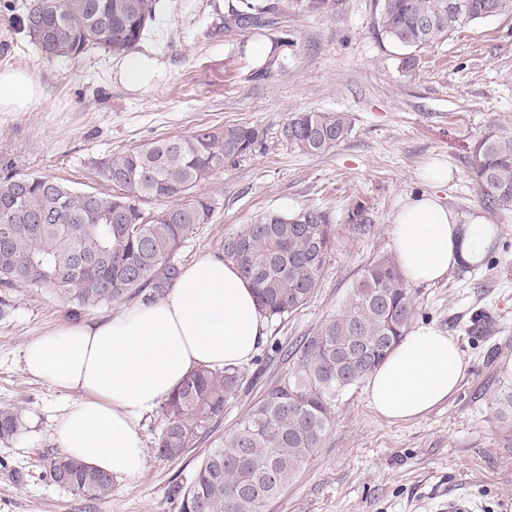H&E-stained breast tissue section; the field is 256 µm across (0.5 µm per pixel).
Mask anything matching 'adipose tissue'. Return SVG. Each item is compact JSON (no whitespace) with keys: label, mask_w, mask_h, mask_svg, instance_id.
<instances>
[{"label":"adipose tissue","mask_w":512,"mask_h":512,"mask_svg":"<svg viewBox=\"0 0 512 512\" xmlns=\"http://www.w3.org/2000/svg\"><path fill=\"white\" fill-rule=\"evenodd\" d=\"M41 96L28 70L0 71V112L27 111ZM425 179L431 192L404 205L393 224L399 269L410 284L435 283L480 265L499 234L479 216L460 223L441 202L435 190L447 184V167H427ZM265 329L251 284L232 263L204 255L152 304L30 341L23 364L31 376L79 393L60 417L61 447L96 469L134 478L145 463V416L196 369L249 361ZM467 370L457 338L416 327L368 378L369 404L389 420L420 417L448 399Z\"/></svg>","instance_id":"ef3b65f1"}]
</instances>
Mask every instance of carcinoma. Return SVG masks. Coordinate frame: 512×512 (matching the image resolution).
I'll return each instance as SVG.
<instances>
[{"label": "carcinoma", "instance_id": "1", "mask_svg": "<svg viewBox=\"0 0 512 512\" xmlns=\"http://www.w3.org/2000/svg\"><path fill=\"white\" fill-rule=\"evenodd\" d=\"M341 0H305L310 11L337 13ZM378 26L418 53L484 19L512 14V0H379ZM158 0H37L18 20L49 59H73L90 47L115 54L134 50L153 20ZM288 4L238 0L224 13V34L264 29ZM351 119L342 112H301L281 136L293 149L319 155L345 141ZM250 126L201 127L194 134L148 143L100 161L96 171L115 192H80L55 177L5 167L0 174V286L50 288L79 308L138 299L151 302L179 278L178 253L194 229L211 221L214 202L194 188L224 162L252 152ZM472 169L491 211H512V132L490 130L477 141ZM175 203L148 210L149 200ZM335 228L330 212L309 206L268 210L224 241V259L253 286L266 317L291 315L318 288ZM414 317L410 289L395 261H371L352 286L341 313L304 337L288 354L289 368L215 443L179 490L178 512H265L328 436L339 398L376 370ZM240 366L202 368L163 403L155 441L166 459L183 457L207 437L226 402L244 387ZM21 412L0 410V440L23 429ZM52 481L95 500L106 499L113 477L75 457L48 461Z\"/></svg>", "mask_w": 512, "mask_h": 512}]
</instances>
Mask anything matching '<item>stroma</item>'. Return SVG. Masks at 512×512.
<instances>
[{
  "label": "stroma",
  "instance_id": "stroma-1",
  "mask_svg": "<svg viewBox=\"0 0 512 512\" xmlns=\"http://www.w3.org/2000/svg\"><path fill=\"white\" fill-rule=\"evenodd\" d=\"M0 0V70L36 75L42 98L25 112H0V167L49 175L73 189L107 190L98 161L202 127L245 124L259 141L196 187L213 198L210 223L179 252L181 265L223 255L224 242L265 210L323 208L335 218L331 258L310 301L272 319L252 359L248 387L224 406L207 440L180 459L156 454L162 410L143 422L145 467L118 477L107 499L89 500L55 484L47 472L59 453L57 419L70 391L27 374L22 349L63 325L119 315L112 303L80 314L48 288H15L0 318V409L19 410L25 427L0 442V512H177L185 483L213 441L231 431L267 385L288 367L286 352L344 308L372 259L395 253L397 212L429 191L431 163L451 177L437 194L460 221L480 216L499 228L481 267L411 287L413 326H434L459 340L469 364L457 392L421 418L392 422L369 404L365 386L347 391L331 433L266 512H437L440 502L472 498L478 512H512V420L494 396L512 380V212L481 202L471 151L490 126L512 130V15L468 25L402 68L405 48L382 34L378 0H342L338 14L299 7L277 25L230 36L220 27L232 0H160L139 53L156 59L150 86L125 83L124 56L95 48L74 59L47 60ZM269 47L272 74L254 49ZM344 112L349 137L317 156L293 151L281 128L296 113ZM365 221H350L354 210Z\"/></svg>",
  "mask_w": 512,
  "mask_h": 512
}]
</instances>
